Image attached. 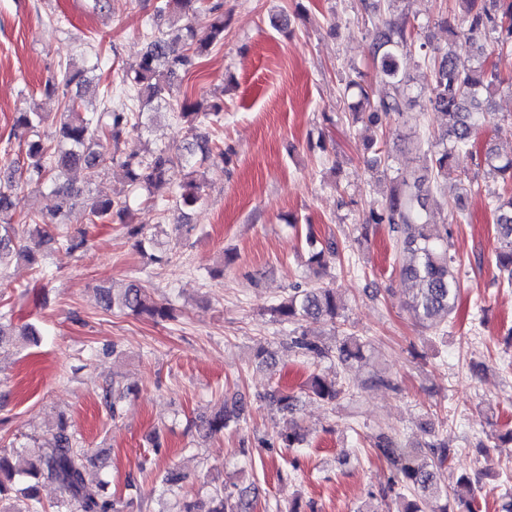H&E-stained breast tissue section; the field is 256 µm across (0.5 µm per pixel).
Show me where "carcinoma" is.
<instances>
[{"mask_svg":"<svg viewBox=\"0 0 512 512\" xmlns=\"http://www.w3.org/2000/svg\"><path fill=\"white\" fill-rule=\"evenodd\" d=\"M391 2L360 0L372 26L368 53L375 64L376 77L390 86L391 92L372 99L362 83L349 81L346 90L356 97L351 105V120L375 126L387 118L403 117L410 101L412 72L421 71L426 78L421 93L429 108L438 114L439 126L437 132L425 133L416 141L426 159L427 175L396 174L389 191L370 203L367 223L389 227L394 247L403 256L399 274L416 287L408 302L416 322L426 330L445 334L460 297V282L455 258L449 252L451 230L446 224L433 223L431 213L448 204L441 183L448 179L456 154L475 148L477 131L491 114L490 94L503 85H512L484 61L488 43L500 53L512 52V0H454L459 12L439 20L448 30V46L444 48L418 41L415 28L392 16ZM200 8L201 0H156L153 4L155 20L168 14L186 20L185 35L178 44L152 35L136 63L124 71L121 83L128 97L139 102V111L112 98L109 87L102 92L99 109L88 111L82 101L92 87L89 70L69 64L60 68L56 80L45 85V94L56 97L60 108L54 137L39 138L38 127L44 116L35 106L30 104L15 113L14 130L35 139L28 142L25 157L7 167L9 176L0 179V275L13 260L45 272V260L53 248L71 252L82 248L85 237L78 238L63 228L78 204L87 210L89 223L111 224L117 219L126 225L128 235L139 238L138 246H144L150 242L144 226L126 223L130 198L142 189L152 193L163 188L167 171L176 162L188 168L189 180L173 196L174 206L183 210L198 202L204 192L199 169L216 157L224 158V149L197 133L198 124L220 122L222 104L202 110L193 101H182L179 117L193 140V147L187 148L185 154L174 153L167 146L146 145L136 152L106 157L94 145L103 138L117 145L130 134L142 136L143 113L167 102L179 72L224 40L223 6L217 3L209 8L211 21L201 36L189 23ZM114 161L126 169L128 178V189L116 196L85 194L65 179L69 172L81 170L87 180L93 181L106 163ZM479 167L503 185L512 186V153H500L487 143L479 155ZM46 181L56 200L51 213L25 209L21 204L23 186ZM489 206L502 243L496 257L499 285L512 288V192L492 195ZM336 253L335 241L319 242L311 237L307 266L316 272L324 270ZM99 299L105 311L117 308L160 321L173 318V308L156 301L138 282L129 283L118 295L104 287ZM342 308L336 288L315 283L291 289L287 297L271 307L270 313L276 322L298 329L310 319L323 318L334 324ZM289 341L306 356L343 367L362 360L366 347L351 334L343 335L333 346L310 339L303 331L289 337ZM306 391L309 397L330 404L336 401L342 387L335 378L314 374L306 382ZM125 397V389L119 383L114 381L106 387L104 400L112 416H117ZM236 422L238 415L226 408L209 417L206 427L209 434L217 435ZM302 442L303 435L291 429L266 446L297 448ZM372 447L390 466L392 476L387 492L396 497V512H479L477 487L469 476L461 474L452 484L446 481L444 472L454 450L437 435H431L421 450L381 431L372 437ZM91 462L89 450L80 445L63 417L55 425L49 447L0 450V512H43L36 495V484L41 481L61 486L66 494L60 503L64 512H122L118 501L85 493ZM231 499L232 493L226 487L214 488L212 507L207 512H233Z\"/></svg>","mask_w":512,"mask_h":512,"instance_id":"cac0c4a2","label":"carcinoma"}]
</instances>
